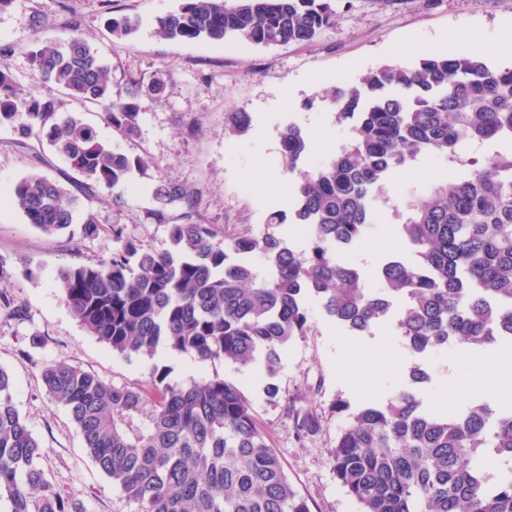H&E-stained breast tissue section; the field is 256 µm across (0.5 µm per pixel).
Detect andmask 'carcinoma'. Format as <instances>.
<instances>
[{
    "mask_svg": "<svg viewBox=\"0 0 512 512\" xmlns=\"http://www.w3.org/2000/svg\"><path fill=\"white\" fill-rule=\"evenodd\" d=\"M335 0H182L156 18L171 40L276 46L315 40L334 26ZM110 33L129 38L139 22L109 17ZM30 50L38 74L73 100L100 107L124 137L137 136L144 99L169 92L161 77L133 80L113 93L108 70L71 22L63 44L42 42L43 11L30 18ZM336 123L347 140L315 168L298 163L311 152L299 126L280 131V154L295 179L291 212L268 214L258 232L226 235L204 224L198 196L187 185L156 189V224L167 226L173 250L155 252L123 235L112 256L57 273L63 299L81 325L131 358L160 350L201 361L247 367L264 361L277 374L279 352L309 330L308 302L355 335L394 321L402 345L425 354L450 344L464 352L512 343V67H491L480 53L437 55L413 65L386 64L358 83L335 87ZM0 126L21 138L46 134L55 153L80 179L73 186L124 204L130 173L152 161L112 148L97 131L58 111L52 98L24 92L0 70ZM246 112L228 113L224 131L242 135ZM484 144L483 158L463 160L461 149ZM433 155L448 160L451 180L383 196L391 176ZM10 201L46 236L67 230L77 197L40 174L16 182ZM401 221L412 259L386 258L375 274L380 287L338 256L360 244L378 205ZM179 205L173 215L169 207ZM308 228L296 251L277 228L286 220ZM150 371L153 397L118 386L66 360L46 366V394L65 406L87 455L113 487L141 512H311L279 453L259 427L248 396L215 374L186 384ZM331 449L336 479L361 512H512V467L488 473V452L512 464V407L495 413L483 404L461 413L434 412L409 390L350 409ZM297 436L317 434L322 416L287 407ZM42 447L16 409L12 380L0 368V498L11 512H84L58 490L41 467Z\"/></svg>",
    "mask_w": 512,
    "mask_h": 512,
    "instance_id": "obj_1",
    "label": "carcinoma"
}]
</instances>
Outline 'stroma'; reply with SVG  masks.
I'll use <instances>...</instances> for the list:
<instances>
[{
	"label": "stroma",
	"instance_id": "1",
	"mask_svg": "<svg viewBox=\"0 0 512 512\" xmlns=\"http://www.w3.org/2000/svg\"><path fill=\"white\" fill-rule=\"evenodd\" d=\"M181 2L13 0L0 10V44L13 48L0 57V69L9 71L23 89L55 98L60 111L90 124L103 141L154 162L146 172L131 174L122 208H115L100 192L79 195L73 224L54 237L40 233L18 210L0 206V261L13 273L5 287L24 311L18 319L0 309V367L12 378L15 406L42 444L41 465L59 490L81 498L85 512H140L141 507L126 501L95 467L67 409L46 395L41 372L61 359L118 386L146 384L155 362L168 366L169 379L175 383L213 374L238 383L311 512H360L337 481L330 454L344 416L325 415L319 433L301 440L284 402L322 411L340 398L355 408L406 387L407 368L417 363L429 374L428 381L417 386L425 407L453 413L485 404L500 411L512 406L500 394L512 382V344L501 342L468 354L451 345L414 355L403 349L392 324L355 336L313 302L307 335L283 350L271 380L260 362L240 370L221 361L172 357L162 351L151 362L128 361L82 327L63 301L55 277L60 268L109 258L117 247L112 236L116 224L144 247L168 250L166 225L150 217L158 206L156 188L163 181L194 188L202 222L219 231L237 235L262 229L270 211L289 207L292 183L283 177L286 164L279 150L283 127L294 123L312 128L322 141L339 145L347 130L336 123L332 87L357 83L385 64L417 63V56L405 51L412 43L425 45L431 56L480 51L492 66H512V46L496 40L502 28L512 25V0H399L395 5L387 0H338L332 29L313 42L282 46L232 38L176 41L157 34V17ZM37 6L46 15L42 39H61L72 20L80 21L89 45L110 68L113 88H125L131 78L148 82L161 74L171 77L173 88L165 97L144 101L136 137L120 136L97 106L78 103L34 71L29 58L30 16ZM111 14L138 19L137 34L130 39L112 37L105 27ZM229 112L249 113L246 134H225L224 117ZM16 140L12 129L0 127V199L27 175L61 182L70 175L68 164L53 154L43 135L31 136L22 147ZM448 176L441 160L424 157L398 172L386 193L394 197L407 185ZM90 216L99 232L87 237L81 227ZM399 234L391 211L379 210L365 244L347 251L345 258L372 275L384 255V242ZM395 349L403 367L392 373L386 363ZM271 381L283 399L277 407L269 405L264 393Z\"/></svg>",
	"mask_w": 512,
	"mask_h": 512
}]
</instances>
